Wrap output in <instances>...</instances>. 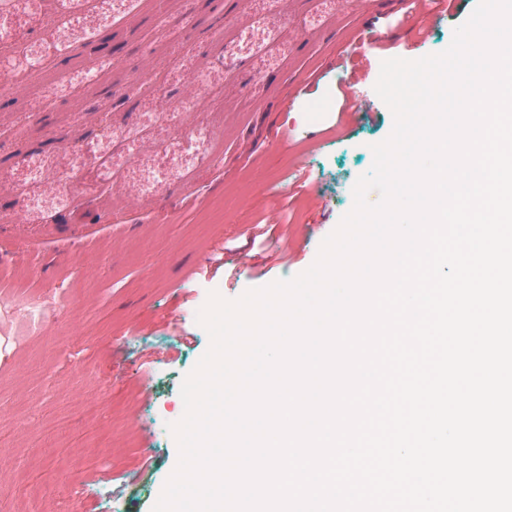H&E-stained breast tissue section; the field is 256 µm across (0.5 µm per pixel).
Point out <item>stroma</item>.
Here are the masks:
<instances>
[{"mask_svg":"<svg viewBox=\"0 0 512 512\" xmlns=\"http://www.w3.org/2000/svg\"><path fill=\"white\" fill-rule=\"evenodd\" d=\"M377 2L22 0L10 13L0 512H152L179 460L182 381L210 346L209 293L235 300L315 263L394 125L374 90L382 61L441 52L464 21L371 47L370 107L343 113L339 58L366 25L396 31L420 8ZM54 9L66 22L49 31ZM100 32L107 48L85 47ZM199 73L204 112L185 100ZM34 304L40 330L17 332Z\"/></svg>","mask_w":512,"mask_h":512,"instance_id":"35a3bbf8","label":"stroma"}]
</instances>
